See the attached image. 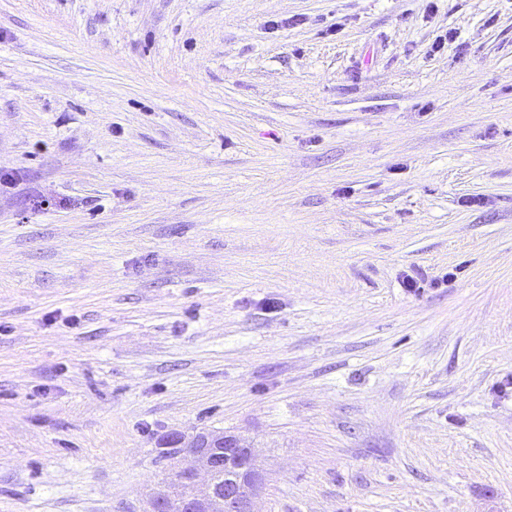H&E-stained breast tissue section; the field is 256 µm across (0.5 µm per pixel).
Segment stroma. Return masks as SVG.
<instances>
[{
	"mask_svg": "<svg viewBox=\"0 0 512 512\" xmlns=\"http://www.w3.org/2000/svg\"><path fill=\"white\" fill-rule=\"evenodd\" d=\"M200 432L255 512H512V0H0V512Z\"/></svg>",
	"mask_w": 512,
	"mask_h": 512,
	"instance_id": "obj_1",
	"label": "stroma"
}]
</instances>
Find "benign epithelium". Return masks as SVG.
I'll return each mask as SVG.
<instances>
[{"label":"benign epithelium","instance_id":"obj_1","mask_svg":"<svg viewBox=\"0 0 512 512\" xmlns=\"http://www.w3.org/2000/svg\"><path fill=\"white\" fill-rule=\"evenodd\" d=\"M178 445L189 449L199 468H186L177 471V475L187 479L193 486L198 485V470H204L211 476L218 468V458L211 452L213 448L224 453V464H233L236 478L224 485V512H253L252 498L262 488L263 478L259 474L252 450L243 445L233 434L216 433L209 436L197 434L191 439L176 437ZM213 495V482H208L196 497L172 502L162 494L151 503L148 512H210L208 503Z\"/></svg>","mask_w":512,"mask_h":512}]
</instances>
